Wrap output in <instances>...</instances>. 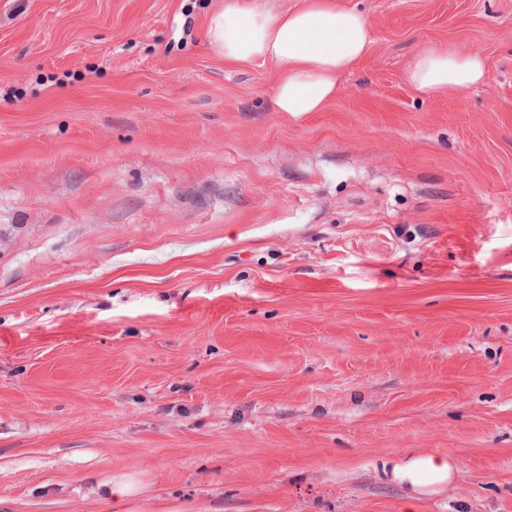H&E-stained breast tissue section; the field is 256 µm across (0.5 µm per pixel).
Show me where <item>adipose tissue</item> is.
I'll use <instances>...</instances> for the list:
<instances>
[{"mask_svg": "<svg viewBox=\"0 0 512 512\" xmlns=\"http://www.w3.org/2000/svg\"><path fill=\"white\" fill-rule=\"evenodd\" d=\"M370 29L364 14L333 0H299L290 9L276 0H224L207 33L227 62L272 63L277 110L299 114L318 111L335 96L341 77L368 53ZM487 78L486 59L477 51L426 50L406 73L407 83L425 94L461 93ZM384 474L411 505L454 489L461 478L448 453H410Z\"/></svg>", "mask_w": 512, "mask_h": 512, "instance_id": "obj_1", "label": "adipose tissue"}]
</instances>
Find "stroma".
<instances>
[{
	"instance_id": "35a3bbf8",
	"label": "stroma",
	"mask_w": 512,
	"mask_h": 512,
	"mask_svg": "<svg viewBox=\"0 0 512 512\" xmlns=\"http://www.w3.org/2000/svg\"><path fill=\"white\" fill-rule=\"evenodd\" d=\"M337 2L294 117L220 0H0V512H405L413 452L414 512H512V0ZM488 66L477 51L426 50L414 57L407 83L425 94L461 93L486 82ZM384 476L406 493L407 504L438 496L454 489L461 478V470L453 455L409 453L388 468Z\"/></svg>"
}]
</instances>
